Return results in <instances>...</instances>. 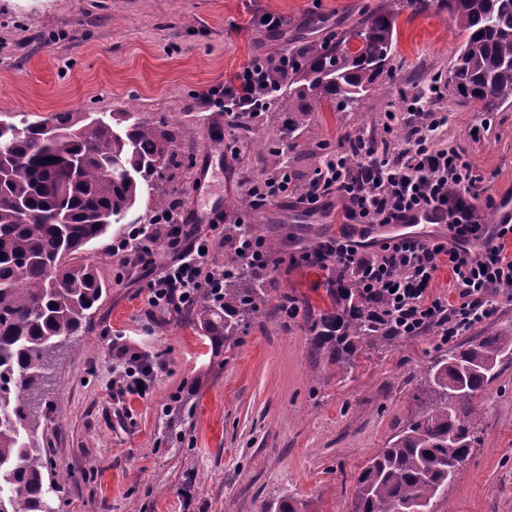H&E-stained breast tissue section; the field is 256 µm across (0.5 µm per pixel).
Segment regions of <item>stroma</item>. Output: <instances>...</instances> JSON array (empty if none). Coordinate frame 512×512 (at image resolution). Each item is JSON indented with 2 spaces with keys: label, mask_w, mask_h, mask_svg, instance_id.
Returning <instances> with one entry per match:
<instances>
[{
  "label": "stroma",
  "mask_w": 512,
  "mask_h": 512,
  "mask_svg": "<svg viewBox=\"0 0 512 512\" xmlns=\"http://www.w3.org/2000/svg\"><path fill=\"white\" fill-rule=\"evenodd\" d=\"M397 16V43L375 88L358 109L323 102L309 124L281 139L285 116L265 113L236 156L224 158V115L205 104L258 53L301 52L335 42L374 12ZM286 20L261 26L263 14ZM461 36L448 13L411 16L406 0H0V119L19 122L58 112L124 114L166 123L175 164L163 184L180 211L254 224L285 236L268 267L275 286L266 313L251 322L222 364L183 315L156 323L146 315L147 282L170 259L154 251L148 265L125 261L113 247L127 236L112 225L90 254L108 295L82 336L57 356L37 438L58 466L76 472L61 494L64 512H263L293 495L305 512H351L357 478L397 427L420 414L419 387L430 359L444 349L433 334L407 336L366 350L351 372L313 358L303 317L274 319L281 294L329 307L328 271L302 261L315 244L366 225L341 223V202L315 211L296 198L251 210L243 178L266 165L259 144L280 138L283 162L304 184L324 155L349 133L382 125L402 112L432 76L448 89L443 139L464 147L487 198L512 190V104L494 112L460 105L451 68ZM232 164L237 179L224 178ZM236 207H227V200ZM164 364L145 396L112 388L117 347ZM194 385L193 418L173 421L164 409ZM479 441L434 512H512V364L477 398ZM183 435L173 443L171 432Z\"/></svg>",
  "instance_id": "35a3bbf8"
}]
</instances>
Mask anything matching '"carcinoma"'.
<instances>
[{
  "label": "carcinoma",
  "mask_w": 512,
  "mask_h": 512,
  "mask_svg": "<svg viewBox=\"0 0 512 512\" xmlns=\"http://www.w3.org/2000/svg\"><path fill=\"white\" fill-rule=\"evenodd\" d=\"M436 2L463 35L452 66L459 103H480L488 112L512 103V0ZM396 35V16L372 13L335 44L302 54L292 77L298 91L277 102L286 115L282 133L306 126L324 97L357 105L392 55ZM92 122L90 135L59 141L53 131L81 130L70 112L0 121V150L11 164L0 182V512H49L58 482L68 479L35 441V400L45 395L57 351L81 335L107 294L87 246L123 223L145 189L157 191L155 211L168 207L158 190L169 177L171 133L144 122L116 128L103 115ZM255 235L253 224L224 225V294L203 296L188 311L217 358L237 343L273 287L264 269L240 253L243 240ZM326 293L330 307L307 316L315 358L348 372L358 348L398 341L359 288L336 278ZM505 361L512 363V329L434 356L421 385L422 414L368 460L352 512L431 507L473 447L475 399ZM194 410L192 395L175 397L177 416L190 418Z\"/></svg>",
  "instance_id": "cac0c4a2"
}]
</instances>
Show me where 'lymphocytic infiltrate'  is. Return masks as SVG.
I'll use <instances>...</instances> for the list:
<instances>
[{
  "mask_svg": "<svg viewBox=\"0 0 512 512\" xmlns=\"http://www.w3.org/2000/svg\"><path fill=\"white\" fill-rule=\"evenodd\" d=\"M295 61L285 53L255 56L233 80L211 90L208 101L223 111L232 140H242L252 129V119L271 109ZM443 89L441 79L433 78L407 113H386L384 137L359 133L343 141L324 157L298 201L313 211L337 197L353 224H396L410 212H441L448 220L447 235L397 237L368 254L343 234L320 242L302 259L336 263L368 299L382 303V315L397 335L432 331L449 343L490 319L500 302H512V253L506 250L512 243V224H499L495 240L487 239L475 207L483 179L464 150L441 143L448 124L439 106ZM158 222L169 229L166 243L172 260L147 284L153 320L188 309L201 294L218 296L224 288L223 271L207 261L210 237L200 225L188 224L177 209ZM444 269L450 274L448 298L433 293ZM160 367L156 359L122 351L112 373L121 389L135 394L151 386Z\"/></svg>",
  "mask_w": 512,
  "mask_h": 512,
  "instance_id": "obj_1",
  "label": "lymphocytic infiltrate"
}]
</instances>
